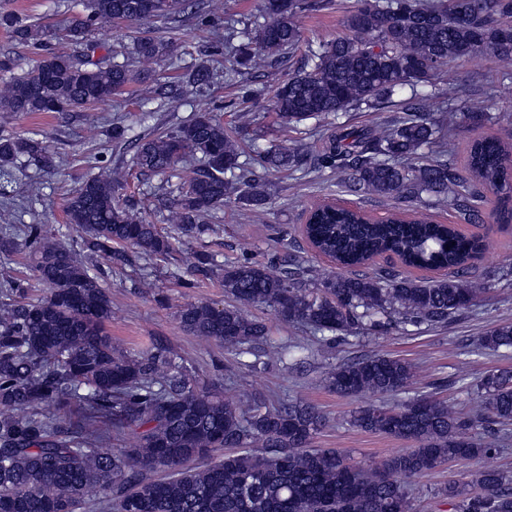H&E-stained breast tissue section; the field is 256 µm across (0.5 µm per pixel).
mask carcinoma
I'll list each match as a JSON object with an SVG mask.
<instances>
[{
    "instance_id": "carcinoma-1",
    "label": "carcinoma",
    "mask_w": 512,
    "mask_h": 512,
    "mask_svg": "<svg viewBox=\"0 0 512 512\" xmlns=\"http://www.w3.org/2000/svg\"><path fill=\"white\" fill-rule=\"evenodd\" d=\"M194 0H86L85 10L65 21L81 59L53 51L46 28L35 20L0 13V28L37 57L25 68L0 55V112L66 114L111 99L132 82L124 63L93 60L89 33L106 24H149L166 20ZM300 0H266L269 20L240 31L236 63L262 67L268 56L293 50L301 40ZM512 0H357L347 17L350 35L309 50L303 71L274 95L285 125L320 121L365 105L385 111L404 90L403 111L375 128L343 122L327 130L315 152L272 144L257 160H240L236 141L211 112H199L177 128L138 137L132 161L145 176L179 179L166 220L180 234L212 230L213 211L230 194L261 212L267 204L263 177L253 164L307 175L332 170L356 195L390 197L404 205L385 220L359 208L323 210L308 226L316 248L343 268L396 256L402 266L439 271L443 277L415 281L399 274L339 275L303 287L310 269L298 255L273 268L248 258L227 265L209 253L196 266L216 269L235 304L222 308L190 303L178 312L184 330L216 340L239 358L281 360L289 348L268 338L266 324L243 314L241 306L267 304L285 322L301 324L327 343L329 334H377L393 326L448 322L470 309L487 291L471 276L476 255L494 241L459 227L411 216L410 207L428 197L451 207L467 224H480L475 202L484 187L497 188L495 218L512 223V125L495 136L471 141L465 168L448 158L446 134L458 120L456 92L448 87L439 112L419 106V88L430 86L448 63L480 52L494 54L512 78ZM145 60L163 57L168 43L148 31L134 43ZM180 80L157 84L149 99L171 103ZM46 170L61 158L33 137L0 135V194L4 180L24 157ZM124 183L102 167L69 197L68 224L80 233V247L52 240L41 224H26L0 238V251H26L47 287L37 302L26 298L19 280L0 285V512H81L88 499L99 512H412L401 479L417 480L450 460L493 452L479 446L445 402L416 396L394 406H361L352 423L367 431L414 444L376 467L362 471L332 448H317L321 427L314 408L298 403L243 408L215 391L197 386L166 348L138 355L112 341L107 323L112 300L88 263L92 255L112 258L114 246L129 245L145 257L172 249L156 225L124 204ZM483 347L512 346V322L489 330ZM414 378L412 364L381 354L344 363L328 373L336 393L349 398L365 391L397 395ZM478 408L488 422L512 421V371H495L483 382ZM53 408L54 413L46 412ZM139 430L133 448L104 447L112 433ZM221 448L232 452L221 457ZM171 470L159 478L157 470ZM481 493L450 481L442 494L457 512H512V476L497 469L477 473Z\"/></svg>"
}]
</instances>
